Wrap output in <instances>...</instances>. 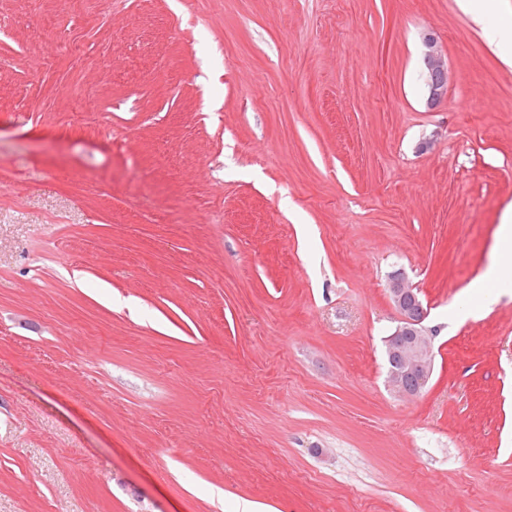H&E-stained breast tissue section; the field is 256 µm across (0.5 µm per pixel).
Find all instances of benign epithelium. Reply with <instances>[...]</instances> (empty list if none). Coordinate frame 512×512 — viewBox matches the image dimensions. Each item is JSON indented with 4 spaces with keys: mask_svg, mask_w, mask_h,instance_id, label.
Wrapping results in <instances>:
<instances>
[{
    "mask_svg": "<svg viewBox=\"0 0 512 512\" xmlns=\"http://www.w3.org/2000/svg\"><path fill=\"white\" fill-rule=\"evenodd\" d=\"M423 45L424 86L433 104L445 96L448 66L434 34H425ZM388 293L397 313V325L385 340L388 381L398 393L412 398L427 388L434 372L432 342L424 325L428 312L401 273L391 275Z\"/></svg>",
    "mask_w": 512,
    "mask_h": 512,
    "instance_id": "1",
    "label": "benign epithelium"
}]
</instances>
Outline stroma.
<instances>
[{
	"label": "stroma",
	"instance_id": "35a3bbf8",
	"mask_svg": "<svg viewBox=\"0 0 512 512\" xmlns=\"http://www.w3.org/2000/svg\"><path fill=\"white\" fill-rule=\"evenodd\" d=\"M482 27L462 0H0V512H512V283L452 316L512 205ZM397 270L435 356L413 398ZM424 65L423 80L428 101L433 104L440 101L446 93L447 62L442 55L434 34L426 33L423 40ZM388 293L397 313V325L385 340L388 381L412 398L427 388L434 372L432 342L424 325L428 312L402 273L391 275Z\"/></svg>",
	"mask_w": 512,
	"mask_h": 512
}]
</instances>
